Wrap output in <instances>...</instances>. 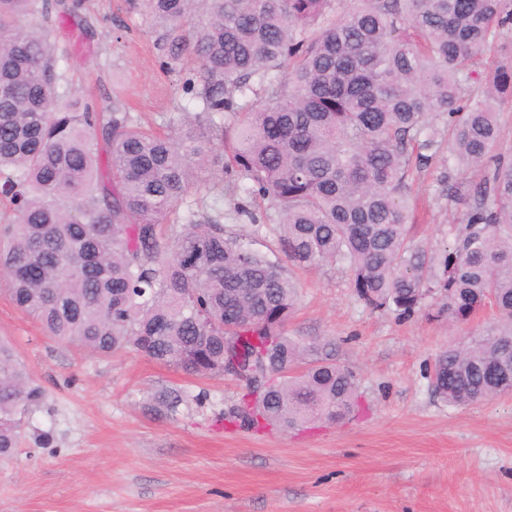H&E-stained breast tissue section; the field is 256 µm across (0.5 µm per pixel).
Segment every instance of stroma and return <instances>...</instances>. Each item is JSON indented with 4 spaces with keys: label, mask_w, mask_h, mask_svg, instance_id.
Wrapping results in <instances>:
<instances>
[{
    "label": "stroma",
    "mask_w": 512,
    "mask_h": 512,
    "mask_svg": "<svg viewBox=\"0 0 512 512\" xmlns=\"http://www.w3.org/2000/svg\"><path fill=\"white\" fill-rule=\"evenodd\" d=\"M51 34L81 99L108 108L121 97L150 126L182 101L186 74L163 70L134 0H81ZM446 173L433 162L411 192L414 235L436 247L463 214L440 195ZM294 275L289 336L335 340L368 409L292 433L224 429L218 417L240 392L232 375L51 339L0 280V340L46 393L0 460V512H512V394L458 407L429 379L435 357L496 324L495 310L454 326L401 319L360 301L341 268Z\"/></svg>",
    "instance_id": "obj_1"
}]
</instances>
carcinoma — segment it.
Here are the masks:
<instances>
[{"label": "carcinoma", "instance_id": "obj_1", "mask_svg": "<svg viewBox=\"0 0 512 512\" xmlns=\"http://www.w3.org/2000/svg\"><path fill=\"white\" fill-rule=\"evenodd\" d=\"M45 0H0V274L52 339L132 349L178 372L249 375L221 419L251 430L337 423L358 406L335 343L288 336L298 269L341 266L356 296L409 318L502 325L434 360L457 406L512 393V0H143L164 66L195 63L186 105L145 129L118 100L71 96ZM448 132L447 145L438 140ZM448 151L442 196L464 221L442 249L412 235L416 174ZM279 234L244 242L204 210ZM44 399L0 341V460Z\"/></svg>", "mask_w": 512, "mask_h": 512}]
</instances>
